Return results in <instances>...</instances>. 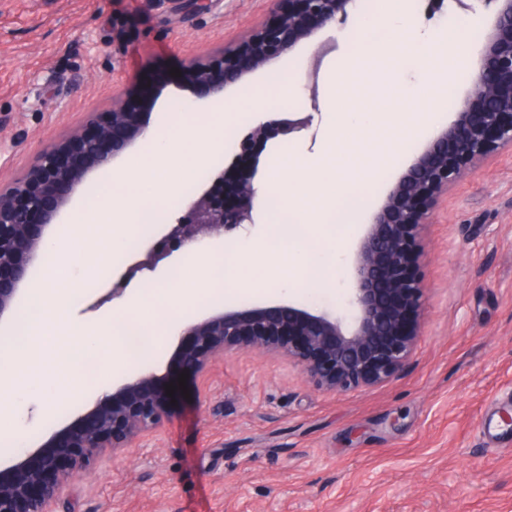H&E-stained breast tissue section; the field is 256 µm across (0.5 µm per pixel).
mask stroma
<instances>
[{
	"mask_svg": "<svg viewBox=\"0 0 512 512\" xmlns=\"http://www.w3.org/2000/svg\"><path fill=\"white\" fill-rule=\"evenodd\" d=\"M410 3L413 26L428 34L416 66L367 77L355 64L361 32L355 12L227 90L224 144L200 154L203 171L230 163L254 123L268 119V112L246 110V100L283 98L292 110L314 116L305 136L268 142L256 177L265 189L274 186L278 164L323 151L332 131L325 106L336 81L353 85L341 109L383 112L399 90L405 111L430 117L416 129L389 130L399 142L393 162L351 181L365 192L363 207L328 246L335 262L327 285L288 277L139 307L158 336L148 358L158 383L182 378L186 389L174 392L155 432L76 474L55 512H512V429L499 423L512 413V151L472 167L434 210L422 240L421 336L409 365L389 382L326 394L286 360L257 353L229 354L202 376H182L183 327L215 306L342 309L348 256L379 194L452 118L447 102L427 101L440 77L435 56L459 31L467 37L469 62H476L474 33L489 17L477 0ZM271 8V0H0V190L24 178L42 149L92 125L127 96L148 93L153 105L143 121L161 135L209 118L205 101L190 112L171 111L172 101L195 97L185 71L269 21ZM151 151V144L136 143L114 159L111 173L90 175L52 234L66 233L102 183L132 175L133 159ZM266 221L258 213L255 224L179 263L203 274L224 249L258 238ZM130 257L100 242L75 276L103 284ZM138 291L131 286L97 309L81 293L65 315L74 324L101 321L124 312ZM123 374L120 368L98 373L72 393L58 388L55 365L46 363L43 389L20 394L0 423L12 435L0 464L18 463L71 428Z\"/></svg>",
	"mask_w": 512,
	"mask_h": 512,
	"instance_id": "1",
	"label": "stroma"
}]
</instances>
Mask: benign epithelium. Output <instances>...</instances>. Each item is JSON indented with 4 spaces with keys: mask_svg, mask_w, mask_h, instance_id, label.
Segmentation results:
<instances>
[{
    "mask_svg": "<svg viewBox=\"0 0 512 512\" xmlns=\"http://www.w3.org/2000/svg\"><path fill=\"white\" fill-rule=\"evenodd\" d=\"M272 2V21L187 72L198 98L224 101L228 87L243 83L356 7V0ZM482 2L493 10L483 30L482 53L472 67L469 94L453 105L454 119L428 139L373 209L354 250L346 312L224 305L187 324L186 372L197 376L223 355L255 352L286 359L316 389L341 394L383 384L407 367L419 336L422 231L439 198L471 166L512 148V0ZM147 103L146 94L124 98L103 121L42 150L29 174L0 192V322L15 320L16 298L30 267L41 258L51 226L86 177L110 170L117 155L152 136L141 123ZM310 125V117L286 107L278 118L254 124L241 153L204 180L167 232L108 283V292L92 307L121 296L133 281L146 279L199 241L222 239L255 223L262 204L255 151ZM167 401L151 365L130 366L123 383L102 393L67 433L14 466L0 468V512H53L74 474L156 430Z\"/></svg>",
    "mask_w": 512,
    "mask_h": 512,
    "instance_id": "1",
    "label": "benign epithelium"
}]
</instances>
